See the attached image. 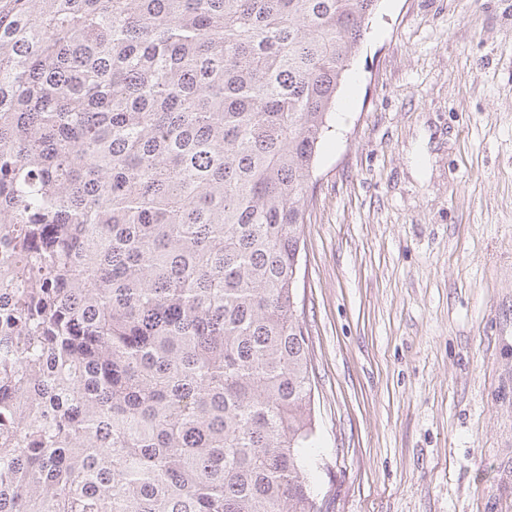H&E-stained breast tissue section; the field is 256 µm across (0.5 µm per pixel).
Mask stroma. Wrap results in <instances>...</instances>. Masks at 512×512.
I'll use <instances>...</instances> for the list:
<instances>
[{"instance_id": "35a3bbf8", "label": "stroma", "mask_w": 512, "mask_h": 512, "mask_svg": "<svg viewBox=\"0 0 512 512\" xmlns=\"http://www.w3.org/2000/svg\"><path fill=\"white\" fill-rule=\"evenodd\" d=\"M305 203L322 512H512V0H380Z\"/></svg>"}]
</instances>
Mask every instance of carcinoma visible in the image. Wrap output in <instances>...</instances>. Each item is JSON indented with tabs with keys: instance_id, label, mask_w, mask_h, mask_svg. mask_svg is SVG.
<instances>
[{
	"instance_id": "carcinoma-1",
	"label": "carcinoma",
	"mask_w": 512,
	"mask_h": 512,
	"mask_svg": "<svg viewBox=\"0 0 512 512\" xmlns=\"http://www.w3.org/2000/svg\"><path fill=\"white\" fill-rule=\"evenodd\" d=\"M380 0H0V512H320L305 201Z\"/></svg>"
}]
</instances>
